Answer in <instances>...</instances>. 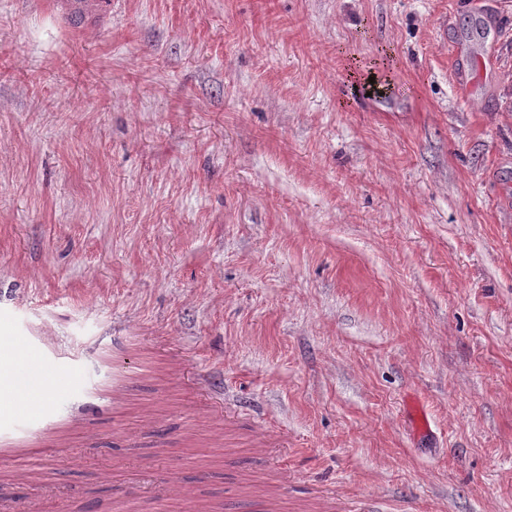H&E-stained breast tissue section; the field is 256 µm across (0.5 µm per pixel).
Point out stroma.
I'll use <instances>...</instances> for the list:
<instances>
[{"label":"stroma","mask_w":512,"mask_h":512,"mask_svg":"<svg viewBox=\"0 0 512 512\" xmlns=\"http://www.w3.org/2000/svg\"><path fill=\"white\" fill-rule=\"evenodd\" d=\"M1 336L0 512H512V0H0ZM29 345L40 354L39 356L23 357L19 361L23 385L18 377L16 363L19 352L11 344L3 343L0 364V399L1 403L9 400L10 406L3 412L7 417V426L0 432V446L3 449L23 446L31 435L30 423L34 416L37 403L49 391L59 387L71 386L81 380L79 364L65 361L55 353L45 351L30 336ZM52 371L53 378L47 379L46 374Z\"/></svg>","instance_id":"1"}]
</instances>
